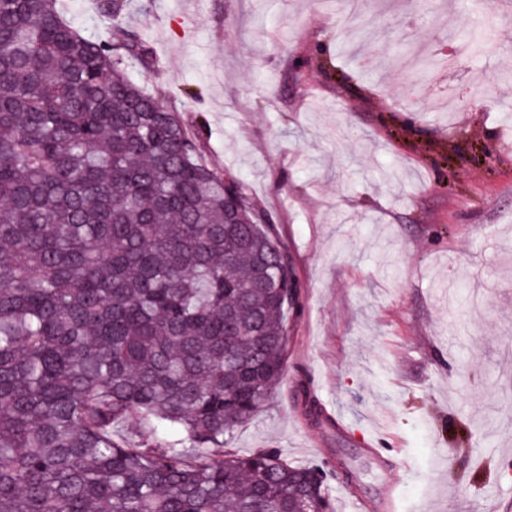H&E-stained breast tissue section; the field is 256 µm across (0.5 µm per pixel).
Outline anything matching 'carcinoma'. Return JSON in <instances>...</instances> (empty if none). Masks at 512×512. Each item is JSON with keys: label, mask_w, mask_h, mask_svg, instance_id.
Wrapping results in <instances>:
<instances>
[{"label": "carcinoma", "mask_w": 512, "mask_h": 512, "mask_svg": "<svg viewBox=\"0 0 512 512\" xmlns=\"http://www.w3.org/2000/svg\"><path fill=\"white\" fill-rule=\"evenodd\" d=\"M135 65L134 30L0 0V512H336L335 462L229 449L285 371L295 268Z\"/></svg>", "instance_id": "1"}]
</instances>
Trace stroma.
<instances>
[{"label":"stroma","instance_id":"1","mask_svg":"<svg viewBox=\"0 0 512 512\" xmlns=\"http://www.w3.org/2000/svg\"><path fill=\"white\" fill-rule=\"evenodd\" d=\"M348 8L151 0L120 19L163 59L136 80L200 119L298 278L286 370L231 448L341 460L337 512L347 480L371 506L396 481L397 512H512V9L492 31L481 0H361L355 29ZM462 42L464 67L416 80L418 56ZM302 378L348 433L294 410ZM374 434L400 476L365 453Z\"/></svg>","mask_w":512,"mask_h":512}]
</instances>
